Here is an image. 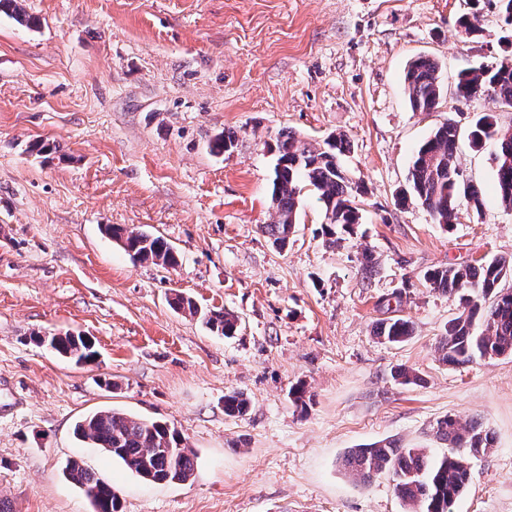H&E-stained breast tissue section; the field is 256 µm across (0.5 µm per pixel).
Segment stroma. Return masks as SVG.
Listing matches in <instances>:
<instances>
[{"mask_svg":"<svg viewBox=\"0 0 512 512\" xmlns=\"http://www.w3.org/2000/svg\"><path fill=\"white\" fill-rule=\"evenodd\" d=\"M33 27L0 14V499L13 512H92L64 475L81 460L122 512H409L384 471L362 482L343 455L381 441L448 447L438 419L493 437L471 459L454 512H512V356L443 362L461 311L428 270L512 256V210L496 195L493 148L460 141L456 163L482 191L451 225L398 205L411 160L447 118L483 101L454 93L459 71L512 54V27L468 0H24ZM441 62L435 112L412 111L404 69ZM237 142L215 154L213 140ZM345 135L340 163L360 222L328 235L302 198L285 249L271 223L273 147ZM164 238L173 268L132 261L102 227ZM373 263L366 275L365 263ZM238 316L224 337L170 305L175 294ZM414 334L392 345L387 319ZM70 332L97 360L34 342ZM415 371L418 383L395 373ZM303 386L310 404L291 396ZM239 392L247 412H224ZM116 408L174 426L195 453L185 483H152L78 441L76 422ZM374 334L388 343H402L413 335V325L404 318H391L379 323Z\"/></svg>","mask_w":512,"mask_h":512,"instance_id":"35a3bbf8","label":"stroma"}]
</instances>
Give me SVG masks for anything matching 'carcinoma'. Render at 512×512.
<instances>
[{"label": "carcinoma", "instance_id": "obj_1", "mask_svg": "<svg viewBox=\"0 0 512 512\" xmlns=\"http://www.w3.org/2000/svg\"><path fill=\"white\" fill-rule=\"evenodd\" d=\"M0 12L9 14L21 25L33 24L19 0H0ZM456 26L459 33L467 37L480 32V9L460 16ZM404 85L412 111H434L442 94L438 60L428 55L411 60L405 68ZM456 94L465 102L478 99L488 102L487 108L466 130L467 138L477 149L489 140L495 141L496 193L501 206L511 211L512 132L498 128L496 112L512 110V57L461 71L457 76ZM460 136L461 129L451 118L435 127L411 163L409 196L400 199L402 204L409 198L420 203L438 224L453 223L461 198L477 210L482 206L480 189L459 179L455 154ZM348 147L349 142L341 135L327 140L321 147L310 145L294 133L277 139L271 195L274 220L262 225V231L274 246L281 250L288 247L301 193L306 187L318 193L331 230L358 223L354 187L338 161V156ZM104 231L120 242L134 261L164 268L178 265L177 253L159 236L112 224L104 225ZM509 276L512 277V259L505 257L427 271L425 279L431 288L459 296L463 305L461 313L448 322L446 334L439 343L444 362L459 365L489 353L512 355V293L500 288ZM171 305L224 337L238 330L235 315L203 308L190 297L177 294L171 299ZM374 335L388 343H402L413 335V325L404 318H391L379 323ZM54 350L77 363L89 362L95 355L83 337L69 333L57 336ZM247 409L248 403L242 394L234 392L224 396L225 413L240 416ZM74 434L119 459L146 480L186 482L194 475V452L166 422L141 419L109 408L83 417L75 425ZM435 434L452 449L478 448L484 454L492 447L490 433L476 421L463 424L452 416H445L436 422ZM464 460L465 456L454 452L432 460L421 448H402L387 441L348 450L342 458V466L364 482L385 470L392 471L394 492L412 512H454L457 498L469 484L470 474ZM64 473L71 483L84 491L93 512H120L118 491L95 472L71 460Z\"/></svg>", "mask_w": 512, "mask_h": 512}]
</instances>
